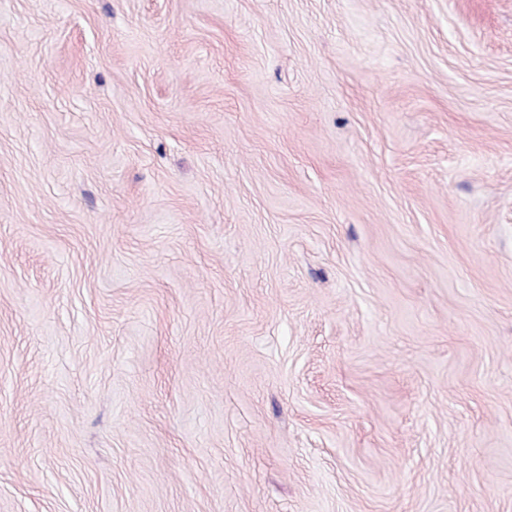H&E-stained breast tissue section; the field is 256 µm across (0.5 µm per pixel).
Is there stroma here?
<instances>
[{
  "mask_svg": "<svg viewBox=\"0 0 512 512\" xmlns=\"http://www.w3.org/2000/svg\"><path fill=\"white\" fill-rule=\"evenodd\" d=\"M0 512H512V0H0Z\"/></svg>",
  "mask_w": 512,
  "mask_h": 512,
  "instance_id": "stroma-1",
  "label": "stroma"
}]
</instances>
